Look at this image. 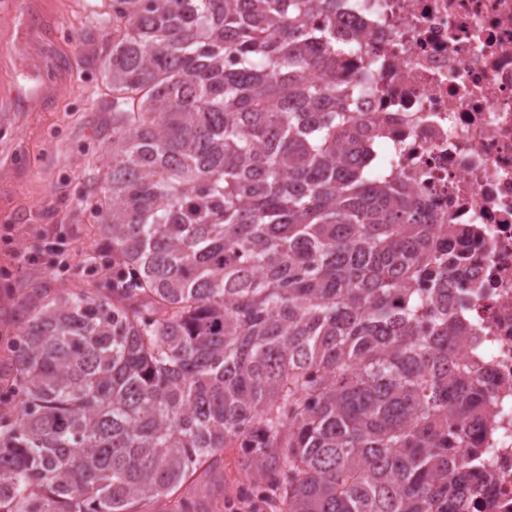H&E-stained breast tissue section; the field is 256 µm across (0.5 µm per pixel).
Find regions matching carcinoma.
Listing matches in <instances>:
<instances>
[{
    "label": "carcinoma",
    "mask_w": 512,
    "mask_h": 512,
    "mask_svg": "<svg viewBox=\"0 0 512 512\" xmlns=\"http://www.w3.org/2000/svg\"><path fill=\"white\" fill-rule=\"evenodd\" d=\"M107 293L31 284L0 512H155L237 443L282 512H467L490 410L464 260L356 159L336 0H111ZM325 16L327 25L314 20Z\"/></svg>",
    "instance_id": "cac0c4a2"
}]
</instances>
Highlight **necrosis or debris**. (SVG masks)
Segmentation results:
<instances>
[{
    "label": "necrosis or debris",
    "instance_id": "necrosis-or-debris-1",
    "mask_svg": "<svg viewBox=\"0 0 512 512\" xmlns=\"http://www.w3.org/2000/svg\"><path fill=\"white\" fill-rule=\"evenodd\" d=\"M336 28L359 47L318 76L383 128L360 166L398 175L426 222L469 228L456 359L480 365L494 413L470 512H512V0H338Z\"/></svg>",
    "mask_w": 512,
    "mask_h": 512
}]
</instances>
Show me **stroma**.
I'll list each match as a JSON object with an SVG mask.
<instances>
[{
  "mask_svg": "<svg viewBox=\"0 0 512 512\" xmlns=\"http://www.w3.org/2000/svg\"><path fill=\"white\" fill-rule=\"evenodd\" d=\"M19 16L0 15V97L40 88L36 106L0 112V368L9 367V341L18 331V300L29 284L47 280L54 292L104 288L106 267L87 260L106 241L80 198L101 182L111 157L112 104L106 94L111 28L92 17V0H19ZM43 29L23 31L24 12ZM62 242L68 270L19 269L16 253ZM240 451L225 449L218 464L199 469L174 491L195 512H233L242 498L225 480Z\"/></svg>",
  "mask_w": 512,
  "mask_h": 512,
  "instance_id": "obj_1",
  "label": "stroma"
}]
</instances>
